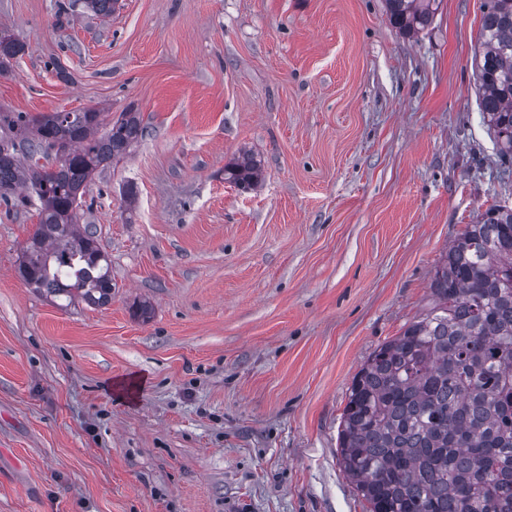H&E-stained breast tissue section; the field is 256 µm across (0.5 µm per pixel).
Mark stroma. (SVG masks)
<instances>
[{"instance_id": "35a3bbf8", "label": "stroma", "mask_w": 512, "mask_h": 512, "mask_svg": "<svg viewBox=\"0 0 512 512\" xmlns=\"http://www.w3.org/2000/svg\"><path fill=\"white\" fill-rule=\"evenodd\" d=\"M58 2L0 0L25 45L0 109L132 108L147 132L84 196L109 306L29 288L38 210L0 202V512H369L338 460L352 380L431 307L449 244L512 207L474 76L483 0H441L414 36L383 0L63 23ZM244 150L251 192L224 178Z\"/></svg>"}]
</instances>
